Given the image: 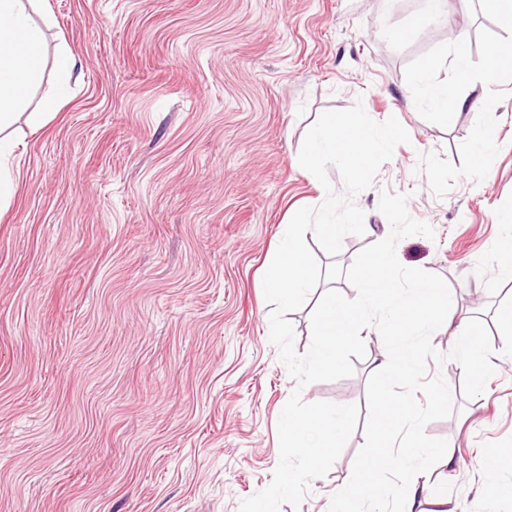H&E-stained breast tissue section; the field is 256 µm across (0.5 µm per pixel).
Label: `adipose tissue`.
Wrapping results in <instances>:
<instances>
[{
	"label": "adipose tissue",
	"mask_w": 512,
	"mask_h": 512,
	"mask_svg": "<svg viewBox=\"0 0 512 512\" xmlns=\"http://www.w3.org/2000/svg\"><path fill=\"white\" fill-rule=\"evenodd\" d=\"M36 0H0V214L8 210L14 195L13 160L18 148L13 129L18 120H26L35 130L46 126L68 102L70 80L77 61L67 49H59L54 60L55 90L38 111H29L33 91L45 73V33L32 17ZM454 71L458 80H472L490 89L500 79L512 78V47L495 45L487 53V67L473 74L469 64L468 41L457 37L454 43ZM413 84L420 100L431 111L451 116L473 108L468 97L459 94L454 83L439 79L434 66L418 70Z\"/></svg>",
	"instance_id": "1"
}]
</instances>
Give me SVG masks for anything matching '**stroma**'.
Here are the masks:
<instances>
[{
	"label": "stroma",
	"mask_w": 512,
	"mask_h": 512,
	"mask_svg": "<svg viewBox=\"0 0 512 512\" xmlns=\"http://www.w3.org/2000/svg\"><path fill=\"white\" fill-rule=\"evenodd\" d=\"M54 58L77 59L72 98L38 131L18 123L20 175L0 216V512H239L279 462L277 423L296 383L271 342L263 276L281 225L325 199L298 161L323 111L362 103L410 135L353 199L363 235L321 265L349 266L390 230L381 192L407 195L414 235L399 261L443 277L458 321L486 324L494 375L461 396L456 361L428 363L458 395L425 427L452 465L426 477L420 512H512V81L485 109L445 120L416 70L465 35L470 67L512 41L488 0H47L36 16ZM404 28L398 42L384 32ZM497 141L474 164L476 124ZM352 376L307 385L304 402L366 407L386 349L363 331ZM364 442L356 428L300 505L329 512Z\"/></svg>",
	"instance_id": "1"
}]
</instances>
